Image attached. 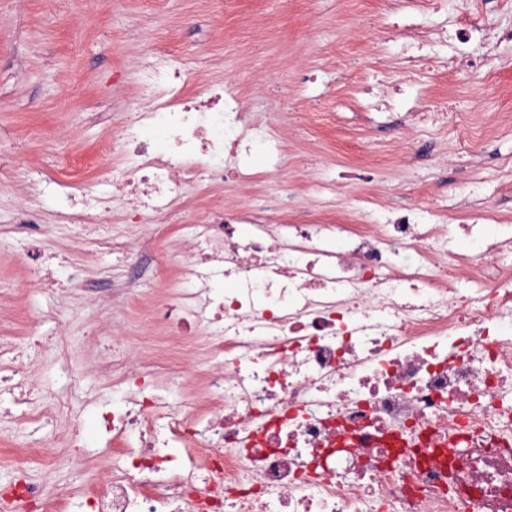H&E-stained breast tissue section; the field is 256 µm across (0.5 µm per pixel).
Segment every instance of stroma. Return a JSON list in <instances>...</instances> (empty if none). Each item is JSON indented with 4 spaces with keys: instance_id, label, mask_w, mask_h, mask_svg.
<instances>
[{
    "instance_id": "35a3bbf8",
    "label": "stroma",
    "mask_w": 512,
    "mask_h": 512,
    "mask_svg": "<svg viewBox=\"0 0 512 512\" xmlns=\"http://www.w3.org/2000/svg\"><path fill=\"white\" fill-rule=\"evenodd\" d=\"M424 23L430 41L419 48L434 69L408 82L401 41L382 40L394 22ZM158 49L181 67L188 89L234 76L246 116L274 127L288 160L280 178L293 207L307 206L308 187L321 168L335 172L339 207L369 195L372 210L399 203L430 204L438 197L462 213L488 205L512 220V134L498 131L512 114V0H239L234 15L215 14L212 0H0V160L18 178L0 182V335L37 339L41 357L29 369L34 409L63 402L64 421L44 429L45 452L27 466L47 501L60 490L100 487L112 448L97 437L90 417L98 396L118 394L96 368L130 361L163 382L171 364L141 338L128 340L130 305H102L125 262L91 250L78 226L65 227L44 203L33 230L24 205L23 176L46 161L59 195L121 170L119 153L103 154L111 120L128 112L138 63ZM493 54L490 75L445 68ZM471 107L493 127L467 159L448 135L443 101ZM317 107L322 121L296 132L297 113ZM71 138V155L47 159L54 138ZM52 257L61 282L74 290L25 286L22 253ZM82 423L90 451H68L72 421ZM29 436L14 414H0V485L17 474Z\"/></svg>"
}]
</instances>
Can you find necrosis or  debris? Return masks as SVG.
Returning <instances> with one entry per match:
<instances>
[{
	"label": "necrosis or debris",
	"mask_w": 512,
	"mask_h": 512,
	"mask_svg": "<svg viewBox=\"0 0 512 512\" xmlns=\"http://www.w3.org/2000/svg\"><path fill=\"white\" fill-rule=\"evenodd\" d=\"M104 151L128 166L108 194L89 185L59 199L60 221L152 225L185 248L146 321L161 344L205 341L215 364L204 399L126 378L99 423L113 441L102 490L62 491L63 512H503L512 505V240L465 255L474 223L434 207L389 208L372 228L329 213L335 176L287 220L274 185L244 206L176 210L189 185L250 187L282 168L279 137L246 121L238 84L189 93L178 66L145 62L128 120ZM468 275H461V268ZM455 444L452 458L441 448ZM45 512L18 474L0 512Z\"/></svg>",
	"instance_id": "4bbe7bcc"
}]
</instances>
